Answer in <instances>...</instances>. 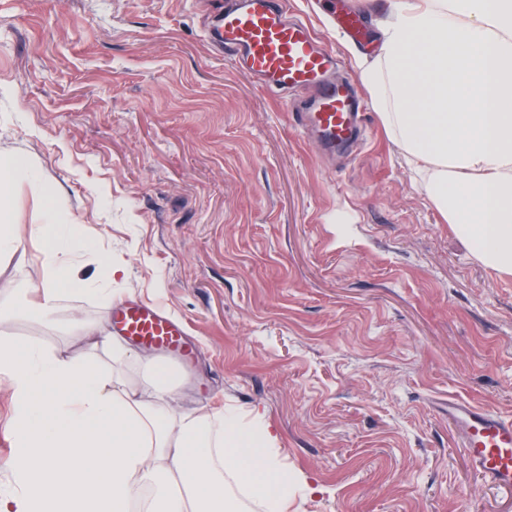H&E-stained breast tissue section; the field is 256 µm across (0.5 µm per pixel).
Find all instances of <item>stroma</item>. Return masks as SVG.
I'll return each mask as SVG.
<instances>
[{
  "label": "stroma",
  "instance_id": "1",
  "mask_svg": "<svg viewBox=\"0 0 512 512\" xmlns=\"http://www.w3.org/2000/svg\"><path fill=\"white\" fill-rule=\"evenodd\" d=\"M225 0H0V158L34 164L98 281L183 326L178 408L262 412L289 474L314 491L290 512H512V489L470 468L448 400L512 418V274L478 261L368 111L366 141L326 162L290 105L209 38ZM355 76L375 27L364 0H294ZM47 268L37 239L0 260L26 303ZM96 291H64L58 320L0 337L64 354L66 323L111 324Z\"/></svg>",
  "mask_w": 512,
  "mask_h": 512
}]
</instances>
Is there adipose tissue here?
Wrapping results in <instances>:
<instances>
[{"mask_svg": "<svg viewBox=\"0 0 512 512\" xmlns=\"http://www.w3.org/2000/svg\"><path fill=\"white\" fill-rule=\"evenodd\" d=\"M379 48L357 56L359 79L389 137L416 164L428 199L485 266L512 272V0H394L377 23ZM42 192L39 171L0 160V256L21 233L10 204L19 178ZM49 268L24 310L53 323L64 289L88 280L57 258L71 245L54 203L31 225ZM84 344L63 356L32 343L0 340L14 414L15 480L0 512H129L150 487L147 512H288L311 491L306 476L282 485L277 435L255 413L262 451L243 443L237 415L177 409L170 367L143 361L103 323L72 317ZM145 363L130 384L120 370Z\"/></svg>", "mask_w": 512, "mask_h": 512, "instance_id": "obj_1", "label": "adipose tissue"}]
</instances>
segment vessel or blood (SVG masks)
<instances>
[{
  "label": "vessel or blood",
  "mask_w": 512,
  "mask_h": 512,
  "mask_svg": "<svg viewBox=\"0 0 512 512\" xmlns=\"http://www.w3.org/2000/svg\"><path fill=\"white\" fill-rule=\"evenodd\" d=\"M290 12L289 0H234L217 21L219 47L271 92H313L309 106L293 118L304 136L333 154L358 140L363 105L350 82L333 78L335 54ZM160 310L155 303L132 302L115 311L113 322L121 334L166 348L180 330ZM448 420L461 433L474 472L488 484L512 488V419L452 398Z\"/></svg>",
  "instance_id": "vessel-or-blood-1"
}]
</instances>
